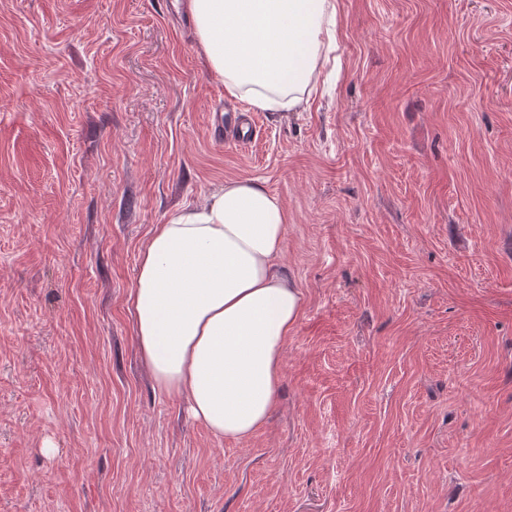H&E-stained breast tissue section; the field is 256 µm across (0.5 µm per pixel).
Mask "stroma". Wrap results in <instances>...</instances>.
<instances>
[{
	"instance_id": "obj_1",
	"label": "stroma",
	"mask_w": 512,
	"mask_h": 512,
	"mask_svg": "<svg viewBox=\"0 0 512 512\" xmlns=\"http://www.w3.org/2000/svg\"><path fill=\"white\" fill-rule=\"evenodd\" d=\"M179 7L0 0V512H512V0H339L332 96L244 146ZM230 179L303 299L242 441L155 390L127 302Z\"/></svg>"
}]
</instances>
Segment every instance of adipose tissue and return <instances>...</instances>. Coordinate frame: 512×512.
Returning a JSON list of instances; mask_svg holds the SVG:
<instances>
[{
  "mask_svg": "<svg viewBox=\"0 0 512 512\" xmlns=\"http://www.w3.org/2000/svg\"><path fill=\"white\" fill-rule=\"evenodd\" d=\"M197 46L225 92L264 112L310 108L337 50V0H186ZM288 215L247 179L154 225L129 292L138 350L159 392L217 438L244 440L270 414L302 309L274 264Z\"/></svg>",
  "mask_w": 512,
  "mask_h": 512,
  "instance_id": "adipose-tissue-1",
  "label": "adipose tissue"
}]
</instances>
